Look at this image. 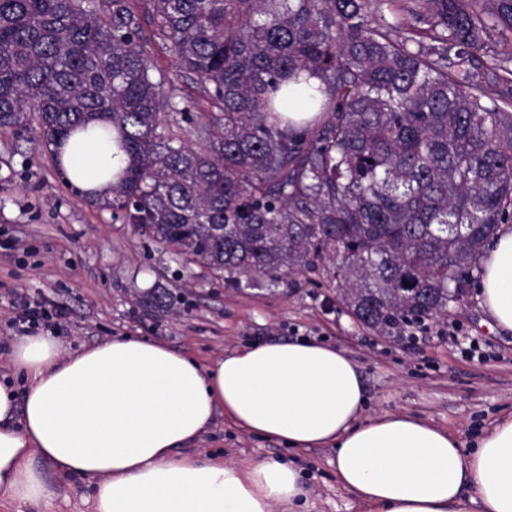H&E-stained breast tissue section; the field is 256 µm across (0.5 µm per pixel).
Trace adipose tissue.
Segmentation results:
<instances>
[{
	"mask_svg": "<svg viewBox=\"0 0 512 512\" xmlns=\"http://www.w3.org/2000/svg\"><path fill=\"white\" fill-rule=\"evenodd\" d=\"M124 164L89 135L62 156L68 182L91 197L109 193ZM482 268L485 309L512 331V226L498 228ZM11 360L25 391L0 382V502L17 512L69 475L92 483L93 512H298L309 487L295 462L186 453L219 415L293 450L334 448L336 481L365 512H512V413L469 450L409 415L363 419L358 365L319 342H258L205 367L130 336L68 352L33 334L12 343Z\"/></svg>",
	"mask_w": 512,
	"mask_h": 512,
	"instance_id": "adipose-tissue-1",
	"label": "adipose tissue"
}]
</instances>
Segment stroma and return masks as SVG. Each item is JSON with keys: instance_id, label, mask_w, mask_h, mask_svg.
Instances as JSON below:
<instances>
[{"instance_id": "35a3bbf8", "label": "stroma", "mask_w": 512, "mask_h": 512, "mask_svg": "<svg viewBox=\"0 0 512 512\" xmlns=\"http://www.w3.org/2000/svg\"><path fill=\"white\" fill-rule=\"evenodd\" d=\"M36 129L0 127L1 381L24 387L9 357L24 296L47 312L40 332L58 337L68 351L132 336L207 365L257 340L317 339L358 365L366 417L409 414L468 445L512 412V331L495 326L476 289L430 333L393 339L361 326L323 277L294 274L277 287L262 280L240 289L198 278L195 266L115 217L103 198L76 193L37 145ZM150 288L169 291L172 306H144ZM190 451L296 461L309 485V512H363L336 482L333 449L296 452L220 416ZM42 512H92L89 482L59 478Z\"/></svg>"}]
</instances>
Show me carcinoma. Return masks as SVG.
<instances>
[{"mask_svg": "<svg viewBox=\"0 0 512 512\" xmlns=\"http://www.w3.org/2000/svg\"><path fill=\"white\" fill-rule=\"evenodd\" d=\"M496 30L512 0H0V126L33 113L48 148L117 133L107 205L141 235L231 287L324 272L362 326L401 338L448 315L512 223ZM301 72L319 84L282 90ZM172 115L204 144L166 131Z\"/></svg>", "mask_w": 512, "mask_h": 512, "instance_id": "1", "label": "carcinoma"}]
</instances>
